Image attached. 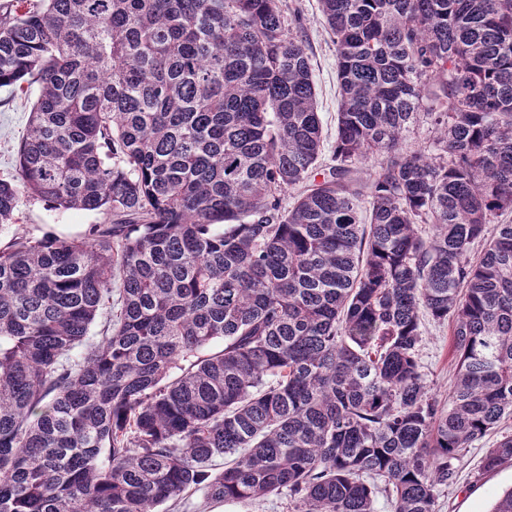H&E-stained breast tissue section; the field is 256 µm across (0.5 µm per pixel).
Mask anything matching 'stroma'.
<instances>
[{"mask_svg": "<svg viewBox=\"0 0 512 512\" xmlns=\"http://www.w3.org/2000/svg\"><path fill=\"white\" fill-rule=\"evenodd\" d=\"M285 12H299L303 32L314 72L318 110L327 143L336 138L338 89L336 58L332 38L328 33L318 0H283ZM36 88L12 91L0 89V176L14 172L17 149L26 130ZM98 212L56 210L44 202L30 200L18 214V224L35 235L46 232L77 234L91 224L101 223ZM420 370L431 393L446 398L453 381L454 355L450 324L427 323L426 335L420 350ZM512 435V419L472 444L463 452L456 468L453 484L438 490L439 512H491L496 500L512 488V461L493 471H483L482 460L489 448L502 436ZM161 512H291L287 495H271L249 504L204 501L197 494L184 496L177 503H166Z\"/></svg>", "mask_w": 512, "mask_h": 512, "instance_id": "35a3bbf8", "label": "stroma"}]
</instances>
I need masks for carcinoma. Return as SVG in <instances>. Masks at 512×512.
Returning <instances> with one entry per match:
<instances>
[{
  "label": "carcinoma",
  "mask_w": 512,
  "mask_h": 512,
  "mask_svg": "<svg viewBox=\"0 0 512 512\" xmlns=\"http://www.w3.org/2000/svg\"><path fill=\"white\" fill-rule=\"evenodd\" d=\"M340 106L280 0H7L37 87L0 226V512H437L512 415V0H321ZM436 137L405 146L417 114ZM373 155V170L362 163ZM295 192L290 205L282 195ZM451 320L444 402L422 314ZM512 460V435L484 456ZM103 219L99 212L56 210L39 200H30L24 203L16 223L10 229H3L0 235L5 239L16 225H24V229L38 236L45 232L77 234L89 224H101ZM173 501L160 507V512H293L288 496L270 495L249 504L224 503V501H204L200 494L184 495L176 506Z\"/></svg>",
  "instance_id": "obj_1"
}]
</instances>
